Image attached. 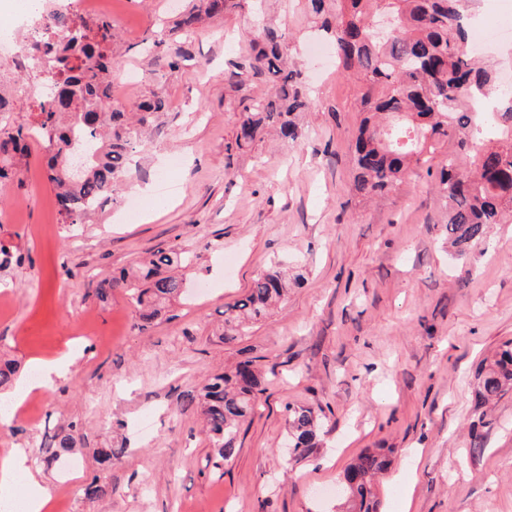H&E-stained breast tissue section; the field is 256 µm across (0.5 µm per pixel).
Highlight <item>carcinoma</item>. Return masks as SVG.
I'll return each instance as SVG.
<instances>
[{
    "label": "carcinoma",
    "mask_w": 512,
    "mask_h": 512,
    "mask_svg": "<svg viewBox=\"0 0 512 512\" xmlns=\"http://www.w3.org/2000/svg\"><path fill=\"white\" fill-rule=\"evenodd\" d=\"M177 30L188 33L205 18L224 14L227 0H191ZM319 29L332 40L336 74L362 82L360 111L365 114L354 145L352 191L367 198L392 190L412 163L423 161L433 143L452 140L456 151L437 174V192L448 207L442 233L464 259L483 242L492 224L512 219V91L496 85L495 73L466 51L469 22L462 0H308ZM34 60L52 63L57 79L30 126H0V160L24 155L34 135L47 143L48 180L56 190L59 213L67 224H82L130 176L129 151L140 129L166 109L151 92L137 105V127L109 98L112 82V20L78 17L70 6L46 8L34 20ZM157 60L179 67L182 56L167 43L153 41ZM265 76L269 97L241 121L236 144L249 145L269 129L294 142L301 136L295 115L310 100L300 72L287 62L285 36L272 23L262 28L254 53L237 65ZM190 257L165 246L149 260L101 282L97 297L125 289L145 331L164 305L183 293L182 280L170 273ZM288 273L276 267L258 275L244 296L224 310V343L265 320L287 295ZM17 370L0 360V392L15 387ZM261 380L251 361L217 374L198 390L183 394L182 409L199 413L217 457L228 461L239 448V433L254 409ZM512 391V342L478 373V401ZM318 413L288 408L291 448H315ZM74 422L50 435L44 462L70 453L80 443ZM391 459L384 449L361 453L341 481L346 512H380L374 485Z\"/></svg>",
    "instance_id": "obj_1"
}]
</instances>
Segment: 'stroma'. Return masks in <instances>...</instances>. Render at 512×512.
Here are the masks:
<instances>
[{
	"mask_svg": "<svg viewBox=\"0 0 512 512\" xmlns=\"http://www.w3.org/2000/svg\"><path fill=\"white\" fill-rule=\"evenodd\" d=\"M169 0H114L112 102L133 111L150 91L168 106L132 156L115 200L64 224L35 138L20 173L0 184V244L21 255L0 271V349L27 383L38 361L74 353L69 369L0 426V459L25 449L51 494L47 512H343L333 493L348 464L392 449L379 480L383 512H512V393L477 401V372L512 339V224H494L465 260L442 236L434 176L455 148L434 144L389 193L351 190L360 83L307 55L305 0H233L181 38L187 59L154 61ZM280 26L311 109L304 135L235 141L242 112L270 86L251 72L261 23ZM13 105L0 123L29 124L32 74L0 61ZM169 245L194 258L184 292L145 332L125 291L101 280ZM301 271L247 336L224 343V312L275 264ZM252 361L262 392L239 451L214 467L213 445L184 392ZM320 412L317 448L288 451L287 407ZM81 426L77 470L41 462L50 429ZM481 452H473L474 442ZM118 449L111 466L100 449ZM108 487L92 499L91 480Z\"/></svg>",
	"mask_w": 512,
	"mask_h": 512,
	"instance_id": "35a3bbf8",
	"label": "stroma"
}]
</instances>
